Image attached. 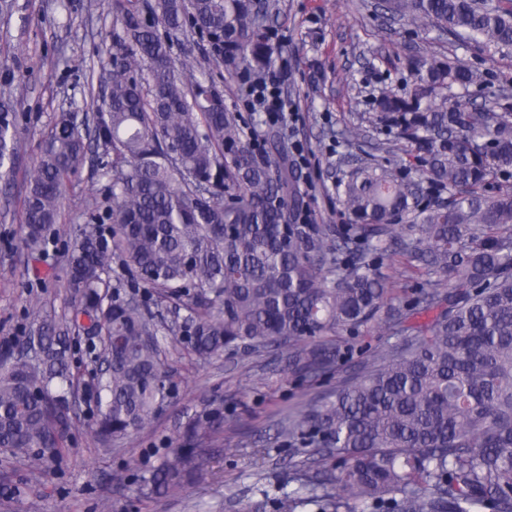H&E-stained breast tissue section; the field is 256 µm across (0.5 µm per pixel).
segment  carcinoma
<instances>
[{
  "instance_id": "cac0c4a2",
  "label": "carcinoma",
  "mask_w": 512,
  "mask_h": 512,
  "mask_svg": "<svg viewBox=\"0 0 512 512\" xmlns=\"http://www.w3.org/2000/svg\"><path fill=\"white\" fill-rule=\"evenodd\" d=\"M115 33L99 122L62 112L43 142L22 200L25 242L44 250L60 202L94 140L111 157L109 194L93 199L67 258L74 303L64 319L32 308L18 353L0 361V448L34 469L60 456L77 419L71 350L79 332L111 338L98 379L96 434L112 450L144 428L168 397L163 343L184 339L204 362L240 350L282 349L294 372L320 378L352 357L371 323L386 342L363 357L346 385L302 403L277 436L309 449L288 477L309 489L267 501L273 512H512V95L478 111L448 106L454 86H482L468 66L427 52L405 59L399 90L385 89L362 121L410 145L420 178L437 196L419 207L399 147L359 167L342 186L347 224H296L300 198L286 155L268 134L258 160L214 79L188 81L172 58L194 31L232 76L274 63L269 19L276 0H109ZM416 27L463 31L512 48V0H384ZM0 109V179L24 149ZM448 196H442V193ZM413 215L404 225L403 217ZM124 258L131 287L181 304L165 322L145 300L104 278ZM400 256L424 288L386 317L394 296L376 257ZM434 310L428 322L416 315ZM336 335V342L322 337ZM138 479L170 496L204 479L205 444L224 424L209 408Z\"/></svg>"
}]
</instances>
